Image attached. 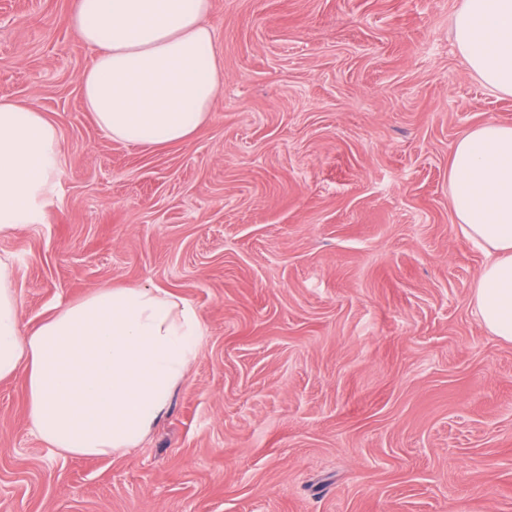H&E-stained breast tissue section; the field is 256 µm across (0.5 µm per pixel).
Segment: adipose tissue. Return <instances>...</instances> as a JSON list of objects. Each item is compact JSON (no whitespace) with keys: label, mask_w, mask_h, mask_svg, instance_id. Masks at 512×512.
<instances>
[{"label":"adipose tissue","mask_w":512,"mask_h":512,"mask_svg":"<svg viewBox=\"0 0 512 512\" xmlns=\"http://www.w3.org/2000/svg\"><path fill=\"white\" fill-rule=\"evenodd\" d=\"M211 0H73L66 17L93 53L83 102L112 140L145 147L189 140L224 83L208 23ZM454 46L468 70L512 95V0H462ZM60 166L55 124L0 99V236L40 218ZM458 231L489 260L472 304L512 343V126L457 140L448 172ZM203 338L200 314L159 288L93 289L23 323L9 259L0 257V380L24 376L27 418L59 453L109 457L138 447L167 412Z\"/></svg>","instance_id":"ef3b65f1"}]
</instances>
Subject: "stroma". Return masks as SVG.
Returning a JSON list of instances; mask_svg holds the SVG:
<instances>
[{"label":"stroma","instance_id":"stroma-1","mask_svg":"<svg viewBox=\"0 0 512 512\" xmlns=\"http://www.w3.org/2000/svg\"><path fill=\"white\" fill-rule=\"evenodd\" d=\"M71 0H0V98L60 132L41 218L0 237L24 322L99 286L164 289L205 336L121 456L60 455L0 381V512H512V344L456 229L459 136L512 96L453 45L460 0H212L224 66L188 142L84 108Z\"/></svg>","mask_w":512,"mask_h":512}]
</instances>
